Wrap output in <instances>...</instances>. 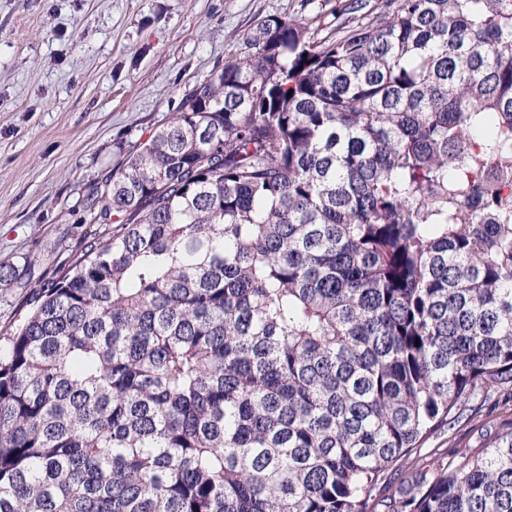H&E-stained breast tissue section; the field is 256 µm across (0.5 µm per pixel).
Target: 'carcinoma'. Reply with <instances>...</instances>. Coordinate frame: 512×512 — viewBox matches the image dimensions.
<instances>
[{
    "instance_id": "obj_1",
    "label": "carcinoma",
    "mask_w": 512,
    "mask_h": 512,
    "mask_svg": "<svg viewBox=\"0 0 512 512\" xmlns=\"http://www.w3.org/2000/svg\"><path fill=\"white\" fill-rule=\"evenodd\" d=\"M0 337V512H377L512 389V0L270 17ZM387 512H512V426ZM512 402L496 411L491 418L481 417L477 414L469 423L461 424L453 432L448 440V432L433 434L420 448H415L408 464L393 466L386 472L387 489L381 488V496L388 493V487L395 489L401 482L405 481L411 474L412 469L423 470L430 473L435 468L437 461L447 464L456 458L460 451H475L484 446L500 428L512 421ZM491 436V437H492Z\"/></svg>"
}]
</instances>
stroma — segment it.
Listing matches in <instances>:
<instances>
[{
  "instance_id": "35a3bbf8",
  "label": "stroma",
  "mask_w": 512,
  "mask_h": 512,
  "mask_svg": "<svg viewBox=\"0 0 512 512\" xmlns=\"http://www.w3.org/2000/svg\"><path fill=\"white\" fill-rule=\"evenodd\" d=\"M337 0H0V262L18 279L0 288V334L28 309V281L51 280L77 245L86 197L177 112L193 88L246 53L259 21L334 25ZM33 267H25V259ZM512 408L436 433L407 464L432 472L484 446Z\"/></svg>"
}]
</instances>
